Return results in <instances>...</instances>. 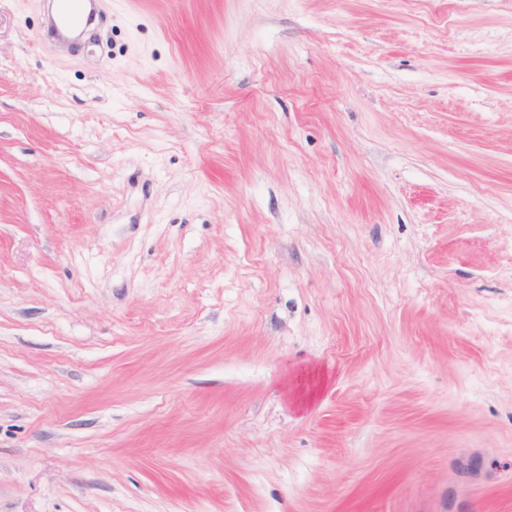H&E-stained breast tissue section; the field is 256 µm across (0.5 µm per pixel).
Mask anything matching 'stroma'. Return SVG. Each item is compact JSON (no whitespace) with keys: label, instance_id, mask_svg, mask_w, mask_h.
<instances>
[{"label":"stroma","instance_id":"35a3bbf8","mask_svg":"<svg viewBox=\"0 0 512 512\" xmlns=\"http://www.w3.org/2000/svg\"><path fill=\"white\" fill-rule=\"evenodd\" d=\"M0 0V512H512V0ZM89 0H59L60 4V12L58 22L59 25L56 24V35L58 38L63 39V32L67 31L71 28H74L84 21L87 23L90 12L87 14V17H84V2Z\"/></svg>","mask_w":512,"mask_h":512}]
</instances>
